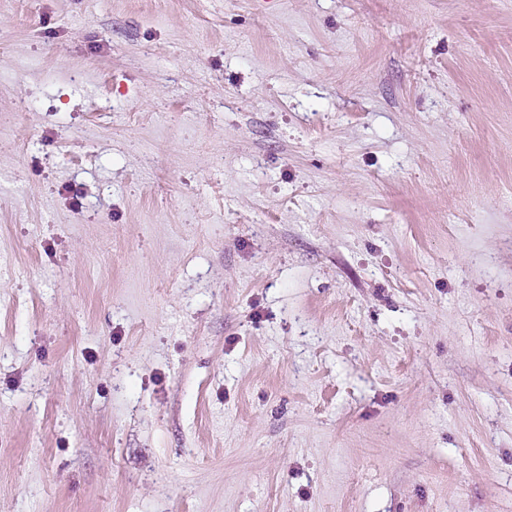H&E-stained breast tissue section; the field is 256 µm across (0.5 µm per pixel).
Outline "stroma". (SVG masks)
I'll list each match as a JSON object with an SVG mask.
<instances>
[{
  "label": "stroma",
  "instance_id": "35a3bbf8",
  "mask_svg": "<svg viewBox=\"0 0 512 512\" xmlns=\"http://www.w3.org/2000/svg\"><path fill=\"white\" fill-rule=\"evenodd\" d=\"M0 512H512V0H0Z\"/></svg>",
  "mask_w": 512,
  "mask_h": 512
}]
</instances>
